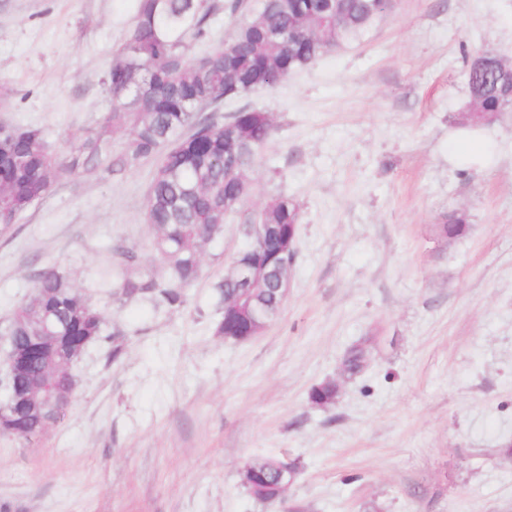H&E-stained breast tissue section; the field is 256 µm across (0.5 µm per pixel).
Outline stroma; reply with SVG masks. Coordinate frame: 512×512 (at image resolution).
I'll return each instance as SVG.
<instances>
[{
  "label": "stroma",
  "mask_w": 512,
  "mask_h": 512,
  "mask_svg": "<svg viewBox=\"0 0 512 512\" xmlns=\"http://www.w3.org/2000/svg\"><path fill=\"white\" fill-rule=\"evenodd\" d=\"M245 11H217L199 57ZM138 0H0V124L69 133L112 110L107 77ZM512 62V0H392L363 32L223 113H269L240 214L205 245L186 308L116 305L101 272L121 239L156 263L145 221L152 163L64 174L0 234V330L39 271L64 270L124 330L72 364L63 422L0 435V512H512V112L463 118L473 57ZM285 195L300 211L278 317L217 336L213 288L246 215ZM465 210L463 235H441ZM371 337L362 373L345 350ZM333 380L334 403L309 401ZM299 470L281 501L252 498L247 463Z\"/></svg>",
  "instance_id": "stroma-1"
}]
</instances>
